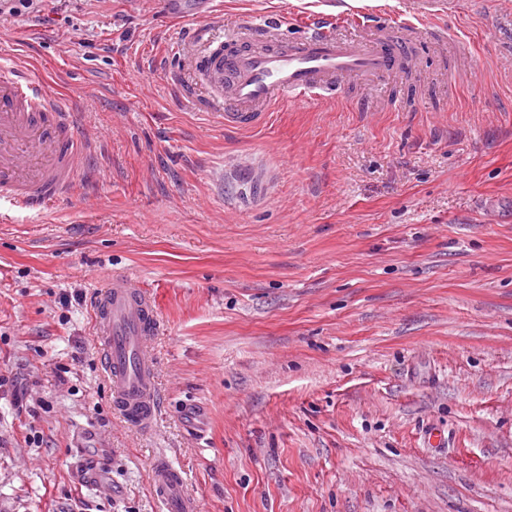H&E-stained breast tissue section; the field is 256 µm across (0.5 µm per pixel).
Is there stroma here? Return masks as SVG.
<instances>
[{
	"label": "stroma",
	"mask_w": 512,
	"mask_h": 512,
	"mask_svg": "<svg viewBox=\"0 0 512 512\" xmlns=\"http://www.w3.org/2000/svg\"><path fill=\"white\" fill-rule=\"evenodd\" d=\"M316 9L0 17V59L73 104L97 175L0 220V512H164L159 454L201 512H512V0H467L411 69L225 130L192 58ZM115 271L159 305L148 433L100 360Z\"/></svg>",
	"instance_id": "obj_1"
}]
</instances>
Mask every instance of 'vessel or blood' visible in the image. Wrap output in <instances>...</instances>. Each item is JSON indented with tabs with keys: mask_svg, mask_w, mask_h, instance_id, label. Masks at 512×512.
Instances as JSON below:
<instances>
[{
	"mask_svg": "<svg viewBox=\"0 0 512 512\" xmlns=\"http://www.w3.org/2000/svg\"><path fill=\"white\" fill-rule=\"evenodd\" d=\"M322 4L323 11L308 18L304 36L288 45H277L280 20L268 14L247 21L246 37L230 39L228 49L193 59L197 71L225 90L220 100L225 128L258 129L280 103L329 102L350 77L380 78L412 66L411 34L450 7L449 0H402L400 24L367 37L336 35L335 20L356 16L347 0ZM75 128L66 99L50 94L20 67L0 69L1 216L18 210L38 215L70 194L90 162ZM93 319L116 410L134 428L150 430L160 408L150 350L160 322L151 293L128 274L112 273L95 299ZM150 485L165 512H200L198 499L166 457L153 461Z\"/></svg>",
	"mask_w": 512,
	"mask_h": 512,
	"instance_id": "vessel-or-blood-1",
	"label": "vessel or blood"
}]
</instances>
